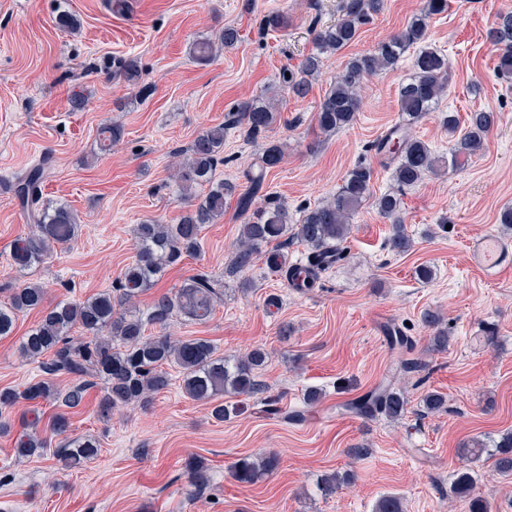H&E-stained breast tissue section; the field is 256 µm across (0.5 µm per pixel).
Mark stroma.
I'll list each match as a JSON object with an SVG mask.
<instances>
[{
  "label": "stroma",
  "instance_id": "35a3bbf8",
  "mask_svg": "<svg viewBox=\"0 0 512 512\" xmlns=\"http://www.w3.org/2000/svg\"><path fill=\"white\" fill-rule=\"evenodd\" d=\"M125 3L119 15L108 0H0V302L30 282L46 288L50 304L115 292L134 257L136 225L149 218L169 224L182 211L170 178L175 153L256 98L279 100V120L263 140L229 130L217 178L246 191V174L271 139L285 144L286 155L265 183L292 213L332 196L360 164L374 171L373 193L392 183V168L371 144L399 120L398 87L413 73L415 50L396 69L366 79L362 108L348 128L324 136L316 113L350 58L401 31L422 0H383L354 43L324 55L303 98L289 95L282 74L313 52L314 27L336 22L347 0ZM64 10L77 17L76 30L57 27ZM509 10L512 0H448L447 11L429 22L428 42L448 60V88L438 110L416 124V136L444 155L451 144L444 113L463 120L468 112L490 110L498 124L460 168L427 175L406 190L408 253L386 247L389 224L368 203L353 218L346 261L322 271L311 291L289 288L263 253L228 278L241 224L231 198L223 219L204 227L199 252L168 268L136 301L147 311L156 297L200 271L222 279L224 303L212 317L199 323L176 316L171 332L208 339L227 355L264 346L269 358L260 379L282 407H302L306 390L322 391L307 422L266 417L252 398L239 399L237 413L215 421L209 402L183 392L173 365L170 385L146 409L102 412L99 385L65 412L53 401L22 400L6 412L10 430L0 432V512H373L384 495L399 497L403 512H468L465 501L448 498L450 476L461 464L458 448L512 431V268L488 281L468 260L472 240L503 234L499 215L512 207V82L501 78L498 54L486 40L489 24ZM272 11L287 15L286 30H262V16ZM227 25L240 32L234 48L206 64L191 58L193 42L215 38ZM128 60L140 73L134 84L117 70ZM77 91L84 95L78 108ZM112 123L124 135L105 152L98 130ZM44 160L50 168L42 201L68 205L78 234L40 266L21 271L10 253L27 223L12 186ZM443 216L444 231L437 227ZM421 265L433 268L432 280L418 281ZM427 310L438 312L448 329L446 350L428 348L431 332L421 322ZM39 318L35 311L19 314L13 335L0 338V389L43 380L40 361L20 354L22 337ZM386 319L413 338L430 377L408 388L410 410L401 420L339 413L338 403L390 374L396 352L381 333ZM431 390L447 398L437 414L422 411ZM60 413L70 424L63 436L52 427ZM32 430L46 449L17 456L18 438ZM66 436L95 440L99 455L59 469L53 452ZM357 445L368 455L348 456ZM270 452L279 464L262 482L230 476L231 463ZM192 455L204 459L208 478L195 497L184 472ZM336 471L353 478L323 494L321 478ZM474 493L498 512H512V478L494 472L491 462L481 463Z\"/></svg>",
  "mask_w": 512,
  "mask_h": 512
}]
</instances>
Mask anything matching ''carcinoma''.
<instances>
[{
    "mask_svg": "<svg viewBox=\"0 0 512 512\" xmlns=\"http://www.w3.org/2000/svg\"><path fill=\"white\" fill-rule=\"evenodd\" d=\"M381 8V0H349L342 17L336 22L314 30L315 52L305 57L297 69L284 78L287 88L298 96L308 93L312 78L319 72L323 56L336 53L359 36L362 25ZM447 0H424L422 9L415 13L405 28L366 54L351 58L343 72L325 94L317 110V124L324 135H334L349 127L361 108V91L367 76L391 70L401 61L409 48L418 46L414 73L399 87L398 102L402 121L389 128L371 145V149L385 162L395 163L392 173L394 186L375 196L372 193L373 171L363 165L351 169L336 193L324 204L304 210L296 217L286 202L265 195L264 206L253 207L256 195L263 189L267 172L284 158L281 143H267L262 149L258 168L247 173L249 190L236 193L237 186L215 180V171L224 161V137L234 127L244 129L249 140H257L278 120L270 102L252 100L237 106L226 122L202 130L187 149L188 158L180 163L173 178L185 211L173 224L146 220L135 230L136 255L123 272L120 283V302L132 304L142 293L155 287L171 266L185 256H193L199 249L200 233L205 225L224 217V201L238 196V209L245 216L240 225L238 247L230 272L237 273L251 265L252 258L264 247L274 246L269 255L273 268L283 275L287 284L300 282V288L316 286L319 272L325 270L322 259L336 253V260L344 259V242L350 233V221L368 200L378 213L391 224L387 246L394 253H404L412 241L402 224V195L428 173L452 169L462 160L483 148L493 131L497 115L486 110H475L467 116L466 131L454 143L448 155H437L422 140L411 133V128L426 115L435 111L447 91L448 60L438 50L427 45L428 21L447 10ZM288 25L280 12L263 16L264 30H282ZM487 40L499 53L500 71L512 75V12L501 13L490 26ZM216 53L210 40L194 44L193 59L203 63ZM123 136L117 124L104 125L99 130L101 149H108ZM47 161L31 168L14 186V194L27 212L31 226L28 235L14 244L12 261L20 270H30L47 260L54 245H65L77 233L74 212L64 204L47 206L41 203V185L47 171ZM296 240L309 250L308 263L286 265L280 248L288 240ZM46 291L38 283H30L15 291L8 302L0 304V337L13 334L18 314L37 310L38 323L25 336L21 354L39 359L51 354L42 363L48 375L68 374L77 383L65 394H60L49 380L28 385L23 391L0 390V409L15 405L19 400H53L74 409L86 391L95 385L94 379L104 380L101 406L107 411L119 405L138 404L147 407L153 395L169 385L164 367L174 365L182 375V389L193 400L213 403L212 417L222 421L236 410L234 403L222 402L228 396L256 397L265 392L258 373L268 360V352L255 347L241 356H224L213 343L204 338L175 341L166 333L172 318L178 314L192 320L209 318L216 306L224 301V283L205 273L187 278L174 292L159 296L146 316L137 311L120 312L109 292L93 295L80 302L59 301L45 305ZM423 324L432 331L431 347H448V329L441 326L438 313L427 310L421 316ZM159 329L155 336L145 335V326ZM86 333L80 339L72 335L74 329ZM400 351L397 360L399 373L405 378L417 377L420 384L426 376V364L411 357L413 342L404 332L390 337ZM423 409L434 413L446 407V397L439 392H428L422 398ZM340 409L353 416L373 420L384 417L401 419L408 413L409 400L405 391L390 382H381L365 393L340 404ZM46 447V441L34 434L19 437L17 453L31 456ZM98 445L91 439L66 438L55 455L62 466L74 468L98 455ZM488 454L498 473L512 476V431L499 436L488 445L473 440L459 449L464 465L453 473L449 496L468 502L469 512H490V503L474 495L477 472L470 461ZM278 464L274 453L254 459L243 458L230 465V473L240 483H256L272 472ZM189 485L199 489L206 484V465L203 459L190 457L184 466Z\"/></svg>",
    "mask_w": 512,
    "mask_h": 512,
    "instance_id": "cac0c4a2",
    "label": "carcinoma"
}]
</instances>
